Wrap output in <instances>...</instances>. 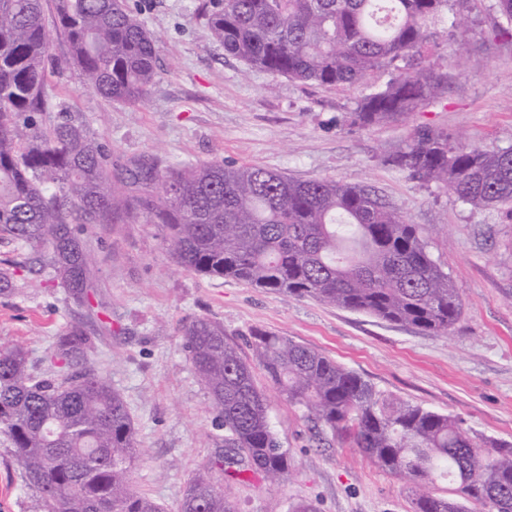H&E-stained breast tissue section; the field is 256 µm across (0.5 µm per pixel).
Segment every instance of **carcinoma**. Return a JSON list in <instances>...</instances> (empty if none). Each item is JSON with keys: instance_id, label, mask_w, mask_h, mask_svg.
<instances>
[{"instance_id": "cac0c4a2", "label": "carcinoma", "mask_w": 512, "mask_h": 512, "mask_svg": "<svg viewBox=\"0 0 512 512\" xmlns=\"http://www.w3.org/2000/svg\"><path fill=\"white\" fill-rule=\"evenodd\" d=\"M452 0H210L208 22L224 51L247 70L323 86L357 87L351 122L404 120L448 85L428 47ZM133 0H55L53 26L67 63L104 101L136 106L158 79L154 36ZM42 0H0V237L31 250L74 301L85 303L94 255L81 235L120 217L157 224L187 271L363 312L443 335L462 315L451 278L417 225L364 186L296 180L255 165L161 166L137 158L112 173L108 144L83 115L56 103ZM389 164L423 183L445 185L476 209L512 216V147L452 142L416 128ZM0 271V295L24 287ZM183 349L237 450L242 471L277 483L290 456L273 429L252 366L205 317L182 327ZM251 347L266 380L297 406L316 436L326 433L380 468L413 482V512H512V443L475 435L462 419L400 401L323 353L257 329ZM81 323L61 334L58 371L35 375L28 351L0 343V435L36 512H162L133 492L136 448L128 407L91 369L69 372L90 349ZM448 483L438 495L433 484ZM180 512H237L209 469L186 484Z\"/></svg>"}]
</instances>
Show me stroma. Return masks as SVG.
I'll list each match as a JSON object with an SVG mask.
<instances>
[{
    "mask_svg": "<svg viewBox=\"0 0 512 512\" xmlns=\"http://www.w3.org/2000/svg\"><path fill=\"white\" fill-rule=\"evenodd\" d=\"M490 0H453L468 15L464 74L449 72L442 102L405 121L346 123L361 88L322 86L245 71L208 25L209 0H144L140 19L157 41L160 78L144 103H107L65 65L68 42L52 31L62 61L51 82L61 103L81 112L112 149L113 167L153 156L163 164H255L299 180L327 178L370 188L418 225L433 259L458 288L463 312L445 336L310 299L286 296L179 267L158 225L95 224L83 235L95 256L90 306L51 286L50 270L28 273L21 292L0 295V339L23 342L36 371L51 368L65 327L82 321L94 345L86 366L126 402L137 457L131 489L180 512L187 480L211 466L238 512H412V484L356 449L321 444L301 411L254 374L270 398L274 428L291 456L289 480L236 478L224 431L182 345L179 329L196 317L223 323L243 357L250 333L287 336L357 372L377 390L463 419L477 435L512 443V220L477 210L445 186L428 185L389 164L414 128L434 126L476 146H512V28L500 29ZM0 438V512H34ZM223 468H214L216 459Z\"/></svg>",
    "mask_w": 512,
    "mask_h": 512,
    "instance_id": "stroma-1",
    "label": "stroma"
}]
</instances>
